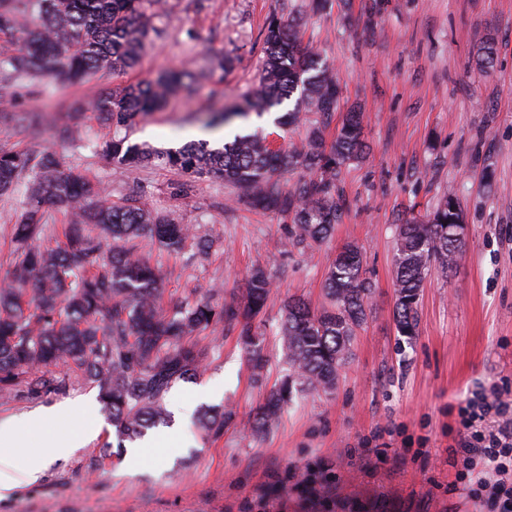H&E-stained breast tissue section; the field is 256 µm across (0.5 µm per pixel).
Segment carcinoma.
<instances>
[{"label": "carcinoma", "mask_w": 512, "mask_h": 512, "mask_svg": "<svg viewBox=\"0 0 512 512\" xmlns=\"http://www.w3.org/2000/svg\"><path fill=\"white\" fill-rule=\"evenodd\" d=\"M165 5L166 0H0V37L16 44L0 59V96L25 80L49 77L68 87L104 72L119 76L133 71L145 39L161 35L156 20ZM262 44V73L245 106L212 108L207 124L252 113L260 117L291 101L293 108L276 123L290 131L307 126L299 142L274 150L256 130L217 148L198 141L157 153L128 143L122 131L137 118L173 99L200 96L193 73L177 68L99 94L92 110L112 129V138L100 142L97 152L130 168L157 159L195 179L235 185L252 206L290 217L292 246L319 244L332 236L347 207L339 187L341 169L364 151L361 116L345 113L333 140L326 142L322 128L330 124L339 96L333 65L303 42L294 19L272 17ZM493 57V45L480 44L476 68L491 67ZM296 170L294 186L281 182L283 173ZM14 191L23 194L24 205L13 225L17 260L9 284L0 287V395H12L21 382L30 398L60 392L66 379L54 375V369L73 364L98 387L122 443L167 423L162 400L174 383L199 375L205 349L191 338L204 329L239 328L253 377H264L267 360L253 325L272 288L264 269L250 273L240 302L215 306L183 299L165 312L159 305L162 279L136 254L134 241L147 233L158 247L178 254L191 238L185 225L150 212L136 198L112 203L110 195L65 168L51 152L0 151V194ZM47 206L69 216L61 247L45 244ZM462 223L463 211L450 192L424 219L398 226L394 321L400 335H416L421 288L431 270L446 271L462 259ZM94 226L109 232L117 245L105 249ZM323 290L330 306L320 311H312L301 297L285 305L279 336L291 374L245 423L255 438L278 422L293 389H335L373 297L356 245L347 243L337 251ZM234 417L230 409L212 408L201 414L199 424L218 435Z\"/></svg>", "instance_id": "obj_1"}]
</instances>
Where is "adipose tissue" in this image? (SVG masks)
Segmentation results:
<instances>
[{"instance_id":"1","label":"adipose tissue","mask_w":512,"mask_h":512,"mask_svg":"<svg viewBox=\"0 0 512 512\" xmlns=\"http://www.w3.org/2000/svg\"><path fill=\"white\" fill-rule=\"evenodd\" d=\"M92 401L81 400L69 405H57L31 412L25 418L0 424V444L16 448L24 447V436L33 428L53 421L66 422L91 410ZM95 433L94 426L88 425L77 431H65L47 439L41 453L27 458L22 469L0 458V499L9 497L21 484L36 483L51 458L68 455L74 448L88 441Z\"/></svg>"}]
</instances>
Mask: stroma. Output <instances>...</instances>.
Instances as JSON below:
<instances>
[{
    "instance_id": "stroma-1",
    "label": "stroma",
    "mask_w": 512,
    "mask_h": 512,
    "mask_svg": "<svg viewBox=\"0 0 512 512\" xmlns=\"http://www.w3.org/2000/svg\"><path fill=\"white\" fill-rule=\"evenodd\" d=\"M309 0H168L130 82L188 66L202 87L137 119L129 141L157 150L215 141L210 106L237 108L258 81L263 32L272 17L301 14L303 40L334 66L339 112H362L365 157L341 176L347 208L332 239L299 249L291 221L250 208L224 182H187L152 162L126 170L96 153L108 129L91 111L76 110L112 77L68 89L48 79L16 84L13 120L0 122V149L55 152L66 167L98 182L120 201L129 196L155 214L212 240L209 256L167 254L149 238L137 251L160 268L164 300L242 297L254 266L271 272L267 308L255 321L268 362L265 385L252 382L236 330L205 329L208 357L197 379L177 382L164 397L179 424L174 448H146L126 460L98 389L70 366L65 391L39 399L15 391L0 397V420L41 406L93 402L94 436L47 463L41 479L20 487L0 512H488L467 496L459 448L458 409L472 394L512 404V0H387L371 25H348L343 0L306 12ZM494 40L497 61L479 73L473 57ZM233 60L223 84L209 77V49ZM72 127L78 139L59 131ZM187 192H178L179 183ZM456 194L467 247L449 273L424 283L418 334L401 342L393 322L396 227L409 214L429 213ZM18 193L0 195V281L12 268V227ZM358 245L374 294L352 357L336 388L294 393L289 409L263 438L240 426L261 403L264 388L288 373L278 338L285 301L326 303L323 282L337 250ZM223 378L211 403L200 389ZM233 408L238 420L209 436L196 424L205 406Z\"/></svg>"
}]
</instances>
